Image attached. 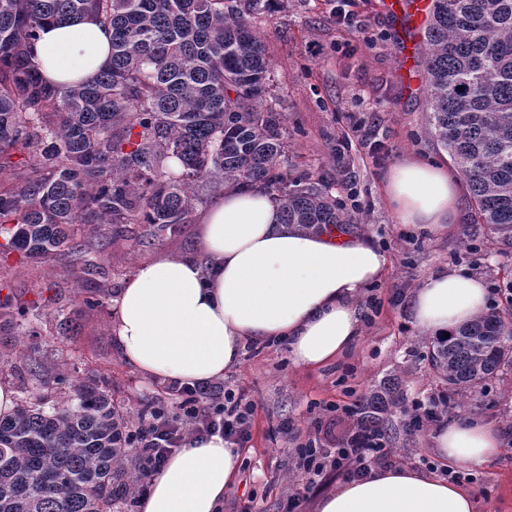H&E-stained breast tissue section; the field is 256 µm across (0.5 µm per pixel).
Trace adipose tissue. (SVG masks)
Listing matches in <instances>:
<instances>
[{
  "label": "adipose tissue",
  "instance_id": "adipose-tissue-1",
  "mask_svg": "<svg viewBox=\"0 0 512 512\" xmlns=\"http://www.w3.org/2000/svg\"><path fill=\"white\" fill-rule=\"evenodd\" d=\"M112 30L84 15L46 25L31 49L50 83L92 77L111 58ZM399 223H456L454 180L441 167L408 161L386 177ZM386 254L365 236L303 234L282 224L279 203L258 188L226 190L198 219L191 255L156 254L138 264L112 300V333L123 358L148 377L187 382L222 378L246 343L284 339L295 365L317 367L360 334L358 303L381 283ZM480 275L448 266L412 299V318L432 336L453 331L487 306ZM450 463L494 457L497 431L455 420L433 438ZM241 457L221 437L188 443L152 479L138 512H220ZM467 490L409 467L376 468L323 495L316 512H472Z\"/></svg>",
  "mask_w": 512,
  "mask_h": 512
}]
</instances>
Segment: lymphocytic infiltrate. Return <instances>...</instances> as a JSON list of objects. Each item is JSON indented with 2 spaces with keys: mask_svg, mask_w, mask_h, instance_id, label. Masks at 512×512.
<instances>
[{
  "mask_svg": "<svg viewBox=\"0 0 512 512\" xmlns=\"http://www.w3.org/2000/svg\"><path fill=\"white\" fill-rule=\"evenodd\" d=\"M255 402L242 389L221 381L187 383L174 378L160 382L157 397L125 423L124 447L134 449L136 478L120 491L121 505L137 506L149 490L152 477L187 442L224 437L237 449L251 439ZM301 474L283 503V512H304L318 477L336 472L365 476L373 467L391 462L384 445L360 430L336 435L326 428L323 441H308L297 450Z\"/></svg>",
  "mask_w": 512,
  "mask_h": 512,
  "instance_id": "1",
  "label": "lymphocytic infiltrate"
}]
</instances>
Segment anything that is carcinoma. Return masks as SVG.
Returning a JSON list of instances; mask_svg holds the SVG:
<instances>
[{
  "label": "carcinoma",
  "mask_w": 512,
  "mask_h": 512,
  "mask_svg": "<svg viewBox=\"0 0 512 512\" xmlns=\"http://www.w3.org/2000/svg\"><path fill=\"white\" fill-rule=\"evenodd\" d=\"M284 0H0V236L45 262L71 227L147 224L177 234L196 184L257 186L302 232L351 216L332 184L288 185L282 113L264 104L269 60L253 16ZM93 12L112 28V56L88 81L46 83L30 49L49 21ZM429 133L466 183L473 223L512 254V0H431L424 27ZM26 315L0 300V334ZM446 398L465 397L512 367V308L484 310L447 338L424 340ZM404 403L383 385L355 424L388 440L386 414ZM123 415L90 380L70 402L37 398L0 419V512H115L133 474L118 447Z\"/></svg>",
  "instance_id": "carcinoma-1"
}]
</instances>
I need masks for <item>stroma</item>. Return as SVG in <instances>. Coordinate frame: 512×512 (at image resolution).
<instances>
[{
    "label": "stroma",
    "instance_id": "stroma-1",
    "mask_svg": "<svg viewBox=\"0 0 512 512\" xmlns=\"http://www.w3.org/2000/svg\"><path fill=\"white\" fill-rule=\"evenodd\" d=\"M391 0H288L274 13L254 16L270 61L264 99L275 104L288 130V181L336 180L340 199L360 234L388 257L384 280L359 303L361 336L334 361L314 369L293 364L284 345L244 348L241 362L224 374L231 387L245 389L258 404L251 440L241 456L235 483L224 492L223 512H282L281 503L297 477L296 450L331 421L333 408L355 407L381 382H399L406 401L439 393L440 381L423 357L410 299L422 282L447 265L481 275L490 286V307L512 298L497 291L512 277V255L486 245L487 231L472 224L467 199H460L457 224L421 229L398 223L385 192L395 165L432 160L446 171L454 165L428 132L427 75L416 49L403 41L406 4ZM378 141L380 153L360 149ZM145 224H121L100 255L99 270L74 276V256L61 252L38 263L0 250V283L28 303L27 320L0 343V384L18 400L59 402L89 379L103 378L114 399L137 412L157 393L156 379L132 369L119 355L112 333V300L137 263L158 251L175 255L195 246L193 224L181 232L151 238ZM483 241L469 252L470 239ZM66 306L75 332L60 335L54 313ZM38 368V376L18 369ZM450 419L476 416L500 434V451L480 465H460L473 512H512V369L502 370L463 404L450 406ZM288 433H279L280 423ZM387 443L404 466L441 474L443 461L432 430L409 427L402 410L390 415Z\"/></svg>",
    "mask_w": 512,
    "mask_h": 512
}]
</instances>
